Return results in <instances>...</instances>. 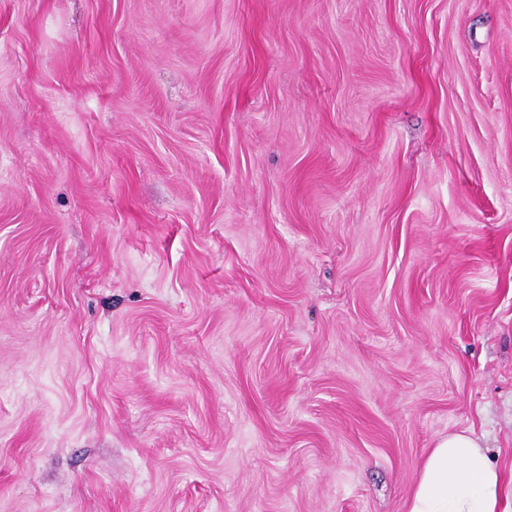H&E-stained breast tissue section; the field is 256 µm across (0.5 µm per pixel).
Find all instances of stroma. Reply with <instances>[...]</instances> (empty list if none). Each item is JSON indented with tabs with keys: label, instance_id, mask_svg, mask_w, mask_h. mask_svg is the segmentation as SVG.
I'll use <instances>...</instances> for the list:
<instances>
[{
	"label": "stroma",
	"instance_id": "obj_1",
	"mask_svg": "<svg viewBox=\"0 0 512 512\" xmlns=\"http://www.w3.org/2000/svg\"><path fill=\"white\" fill-rule=\"evenodd\" d=\"M512 512V0H0V512ZM503 477L470 429L449 433L428 451L406 512H506Z\"/></svg>",
	"mask_w": 512,
	"mask_h": 512
}]
</instances>
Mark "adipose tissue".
Segmentation results:
<instances>
[{
    "mask_svg": "<svg viewBox=\"0 0 512 512\" xmlns=\"http://www.w3.org/2000/svg\"><path fill=\"white\" fill-rule=\"evenodd\" d=\"M503 477L472 430L441 438L428 451L406 512H505Z\"/></svg>",
    "mask_w": 512,
    "mask_h": 512,
    "instance_id": "ef3b65f1",
    "label": "adipose tissue"
}]
</instances>
